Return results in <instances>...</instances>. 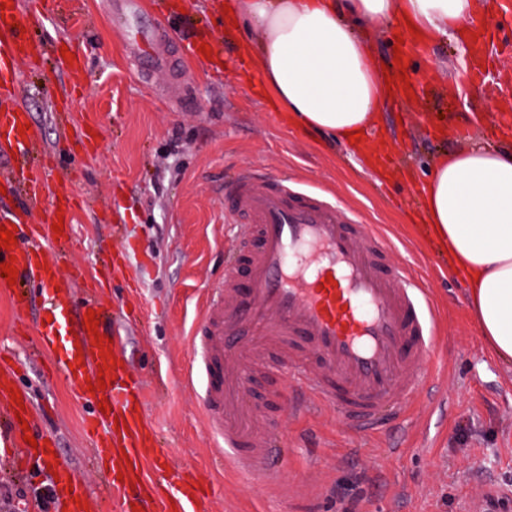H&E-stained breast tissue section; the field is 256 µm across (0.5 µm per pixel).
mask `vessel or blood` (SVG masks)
<instances>
[{
  "label": "vessel or blood",
  "instance_id": "vessel-or-blood-1",
  "mask_svg": "<svg viewBox=\"0 0 512 512\" xmlns=\"http://www.w3.org/2000/svg\"><path fill=\"white\" fill-rule=\"evenodd\" d=\"M4 2L0 157L10 160L9 179L23 202L0 205V225L15 237L10 247L0 246V263H13L16 284L38 289L15 304L36 313L40 347L56 372L78 394L105 405L88 427L95 436L94 462L121 495L120 512H204L203 491L156 448L143 413V382L103 304L76 300L71 292L84 277L82 268L62 277L42 246L56 221H63L64 236L72 235L71 196L55 194L43 222L30 220L45 185L32 162L40 133L21 100L17 72L21 62L41 58L45 46L32 38L33 16L21 0ZM112 10L141 70L169 71L170 55L143 0H113ZM473 32L470 78L479 82L505 47L484 22L474 23ZM222 196L239 230L234 261L248 274L241 283L225 269L215 298L203 307L192 346L202 353L206 376V428L230 471L268 485L284 464L273 443V419L246 399L247 383L255 377L284 371L295 377L289 417L331 410L370 434L433 405L444 374L436 301L410 266L391 262L388 236L287 175L270 178L244 169ZM91 311L99 323L93 333L85 323ZM100 379L105 388H97ZM16 386L12 375L0 372V441L20 462H40L55 476L47 507L34 512H86L83 478L58 460L57 443L40 430L30 395L13 398Z\"/></svg>",
  "mask_w": 512,
  "mask_h": 512
}]
</instances>
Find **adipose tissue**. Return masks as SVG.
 <instances>
[{
    "mask_svg": "<svg viewBox=\"0 0 512 512\" xmlns=\"http://www.w3.org/2000/svg\"><path fill=\"white\" fill-rule=\"evenodd\" d=\"M481 0H241L253 57L277 103L337 138L371 132L385 89L369 32L405 19L431 40L455 38ZM424 221L453 269L466 273L482 335L512 362V154L474 141L440 156L421 187Z\"/></svg>",
    "mask_w": 512,
    "mask_h": 512,
    "instance_id": "ef3b65f1",
    "label": "adipose tissue"
}]
</instances>
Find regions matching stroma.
I'll list each match as a JSON object with an SVG mask.
<instances>
[{
    "label": "stroma",
    "mask_w": 512,
    "mask_h": 512,
    "mask_svg": "<svg viewBox=\"0 0 512 512\" xmlns=\"http://www.w3.org/2000/svg\"><path fill=\"white\" fill-rule=\"evenodd\" d=\"M182 3L178 9L167 0L159 17L164 40L183 55L174 75L148 83L138 77L110 25L112 0H78L45 22L68 54L85 57L80 72L51 54L40 69L24 65L19 72L41 146L55 156L49 186L69 183L94 202L74 212L71 263L86 278L99 276L117 240L144 262L140 286L115 285L104 302L145 380L144 412L171 464L189 468L208 489V512H292L294 497L317 498V512H476L489 487L508 498L501 512H512V363L481 335L466 276L449 272L447 254L419 232L421 204L404 206L442 153L465 146L458 129L490 148L512 149V132L485 134L499 99L467 81L455 42L418 51L397 21L372 35L375 64L405 71L420 94L416 101L389 98L379 112L378 136L398 159L379 180L355 145L302 127L278 107L244 55L239 32L215 27L213 0ZM202 41L221 47L220 64L189 53ZM171 81L183 90L181 102L164 98ZM440 126L447 138H436ZM243 168L293 173L391 238L392 259L409 261L438 303L443 389L451 397L416 413L405 435L394 428L366 436L330 411L301 422L281 419L274 438L287 459L283 483L264 489L218 469L202 382L182 381L198 308L223 279L233 246L218 189L225 175ZM36 339L33 316L19 317L11 295L0 293V356L19 361L18 383L31 393L59 456L84 478L97 512H120L119 495H106L90 465L91 403L50 371ZM1 485L36 497L44 491L43 468L19 471L0 447Z\"/></svg>",
    "instance_id": "35a3bbf8"
}]
</instances>
